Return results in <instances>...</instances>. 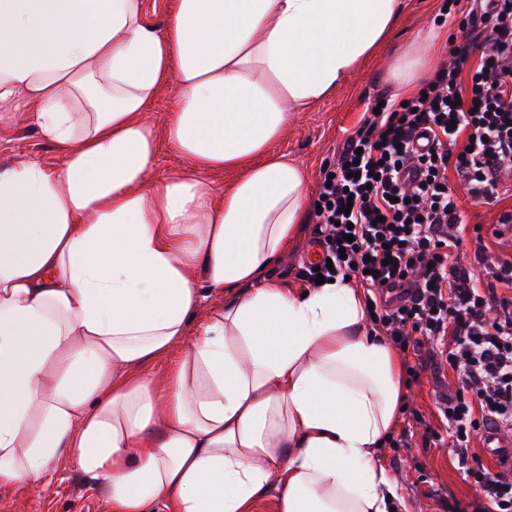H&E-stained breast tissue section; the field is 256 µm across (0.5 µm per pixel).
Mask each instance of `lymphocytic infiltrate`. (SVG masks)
<instances>
[{
  "instance_id": "obj_1",
  "label": "lymphocytic infiltrate",
  "mask_w": 512,
  "mask_h": 512,
  "mask_svg": "<svg viewBox=\"0 0 512 512\" xmlns=\"http://www.w3.org/2000/svg\"><path fill=\"white\" fill-rule=\"evenodd\" d=\"M491 49L471 60L451 44L408 104L367 105L371 115L322 171L315 217L324 257L307 269L366 290L372 332L406 350H445L457 389L439 408L475 512H512V464L473 467L482 429L512 430V258L486 277L459 262L465 226L449 184L492 206L512 191V0H449Z\"/></svg>"
}]
</instances>
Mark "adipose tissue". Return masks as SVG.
<instances>
[{"label": "adipose tissue", "mask_w": 512, "mask_h": 512, "mask_svg": "<svg viewBox=\"0 0 512 512\" xmlns=\"http://www.w3.org/2000/svg\"><path fill=\"white\" fill-rule=\"evenodd\" d=\"M406 5L172 0L156 25L144 0H0V133L23 117L63 154L0 164V487L65 461L108 512H409L380 458L401 360L362 289L272 277L309 192L269 150ZM447 39L392 79L412 90ZM171 80L160 132L145 115ZM162 135L183 166L153 181Z\"/></svg>", "instance_id": "1"}]
</instances>
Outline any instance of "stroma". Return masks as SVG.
Returning <instances> with one entry per match:
<instances>
[{"mask_svg": "<svg viewBox=\"0 0 512 512\" xmlns=\"http://www.w3.org/2000/svg\"><path fill=\"white\" fill-rule=\"evenodd\" d=\"M444 0H407V9L397 25L389 48L348 75L335 97L292 116L282 137L271 143L274 152L288 154L308 173L310 190H317L321 171L333 160L345 138L361 123L369 101L378 96L395 98L387 73L394 55L409 42L426 37L438 25ZM36 159L59 166L60 153L43 141L28 123H18L0 136V161ZM465 224L481 226V237H468L461 259L469 263L479 244L491 256H512V223L500 224L499 211H512V196H503L497 206L472 201L463 188H456ZM316 226L307 222L304 239L291 247L273 275L285 287H303L302 271L314 246ZM456 378L447 366L428 369L419 378L405 377V411L382 446L387 467L401 478V493L411 512H472L475 489L457 470V461L447 439L432 438L441 422L438 401ZM0 512H106L103 495L74 467L62 464L50 475L43 490L23 486L0 487Z\"/></svg>", "mask_w": 512, "mask_h": 512, "instance_id": "1", "label": "stroma"}]
</instances>
